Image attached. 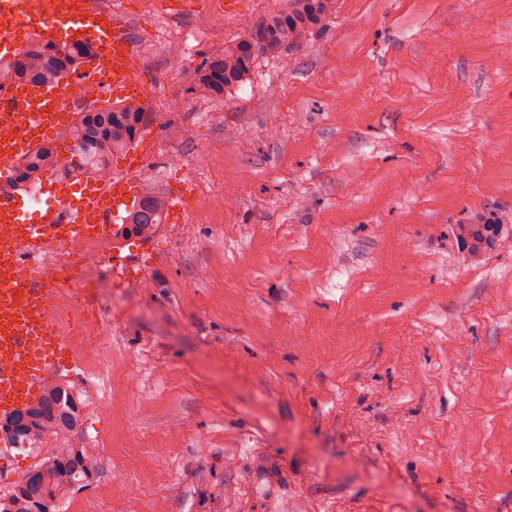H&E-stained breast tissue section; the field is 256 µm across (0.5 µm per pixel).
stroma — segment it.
Instances as JSON below:
<instances>
[{
    "label": "stroma",
    "mask_w": 512,
    "mask_h": 512,
    "mask_svg": "<svg viewBox=\"0 0 512 512\" xmlns=\"http://www.w3.org/2000/svg\"><path fill=\"white\" fill-rule=\"evenodd\" d=\"M155 2L119 11L180 108L134 185L188 215L59 315L100 460L61 512H512V237L455 236L512 219V0H334L210 100L191 69L286 0ZM61 446L0 451V495ZM493 214L497 216V220L500 223H497L495 216L492 215L493 217L488 220L493 222V224L481 223L476 219L477 216H473L467 224L457 225V232L459 236L475 254L482 253L492 245L494 239L499 237V233L503 225H508L501 223L502 219L497 215V213L493 212Z\"/></svg>",
    "instance_id": "stroma-1"
}]
</instances>
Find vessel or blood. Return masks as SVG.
<instances>
[{
	"label": "vessel or blood",
	"instance_id": "b4317fda",
	"mask_svg": "<svg viewBox=\"0 0 512 512\" xmlns=\"http://www.w3.org/2000/svg\"><path fill=\"white\" fill-rule=\"evenodd\" d=\"M27 33L45 42H94L95 53L69 80L95 82L98 100L121 97L146 108L157 95L156 84L131 79L140 50L129 22L120 13L102 11L97 0H0V56H13ZM79 118L78 104L66 100L57 85L17 83L0 92V179L44 140L66 144ZM143 155L132 151L121 174L105 183L90 181L74 203L64 188L40 208L13 191L0 196L1 415L22 409L39 395L50 371L70 363L53 310L57 299L69 294L71 281L46 287L43 262L49 254L90 237H108L113 274L127 281L138 277L119 221L135 201L132 177Z\"/></svg>",
	"mask_w": 512,
	"mask_h": 512
}]
</instances>
